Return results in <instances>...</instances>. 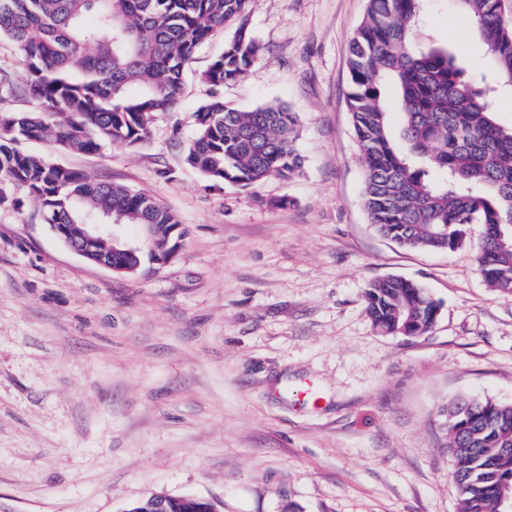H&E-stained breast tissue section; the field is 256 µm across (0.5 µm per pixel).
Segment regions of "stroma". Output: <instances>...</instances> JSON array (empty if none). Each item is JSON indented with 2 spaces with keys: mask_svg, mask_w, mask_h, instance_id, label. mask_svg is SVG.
I'll use <instances>...</instances> for the list:
<instances>
[{
  "mask_svg": "<svg viewBox=\"0 0 512 512\" xmlns=\"http://www.w3.org/2000/svg\"><path fill=\"white\" fill-rule=\"evenodd\" d=\"M367 0H251L264 52L239 83L187 69L178 111L147 140L94 154L27 151L150 193L179 218L178 252L121 274L71 252L19 192L0 204V512H123L154 493L216 512H459L442 413L462 398L512 404V295L488 288L468 227L454 251L407 249L362 205L348 106L350 40ZM452 0L423 30L472 73L491 58ZM298 117L300 171L242 188L189 168L183 145L212 96ZM421 284L440 305L422 336L365 312L373 280ZM312 382L320 406L299 404Z\"/></svg>",
  "mask_w": 512,
  "mask_h": 512,
  "instance_id": "stroma-1",
  "label": "stroma"
}]
</instances>
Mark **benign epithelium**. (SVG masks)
I'll list each match as a JSON object with an SVG mask.
<instances>
[{"instance_id": "benign-epithelium-1", "label": "benign epithelium", "mask_w": 512, "mask_h": 512, "mask_svg": "<svg viewBox=\"0 0 512 512\" xmlns=\"http://www.w3.org/2000/svg\"><path fill=\"white\" fill-rule=\"evenodd\" d=\"M49 228L68 249L90 263L116 273H135L141 266V248L122 242L110 224H85L77 239L68 235L64 224H51ZM150 250L152 262L164 265L175 256L178 247L166 238L156 240ZM173 500L169 495L154 494L132 504L129 512H172Z\"/></svg>"}]
</instances>
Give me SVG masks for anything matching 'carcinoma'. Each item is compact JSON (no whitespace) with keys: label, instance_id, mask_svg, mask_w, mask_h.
I'll return each instance as SVG.
<instances>
[{"label":"carcinoma","instance_id":"obj_1","mask_svg":"<svg viewBox=\"0 0 512 512\" xmlns=\"http://www.w3.org/2000/svg\"><path fill=\"white\" fill-rule=\"evenodd\" d=\"M427 0H368L352 44L349 107L365 168L364 209L378 232L427 251L466 243V224L484 226L475 262L486 285L512 294V125L490 105L512 89V26L500 0H455L474 18L491 55V77L467 74L454 53L416 34ZM249 0H0V41L16 48L24 87L0 71V101L20 93L36 111L0 110V204L9 186L32 198L48 224H85L94 213L136 226L180 225L143 191L93 179L44 160L21 144L54 139L93 153L107 143L137 147L158 113L175 112L185 72L213 31L238 22L201 79L242 81L263 46L246 29ZM399 94V125L385 91ZM185 164L215 184L288 180L301 167L299 124L283 104L239 111L215 96L194 113ZM372 324L387 336H422L439 305L399 277L365 292ZM451 477L460 512H503L512 488V405L490 399L446 409Z\"/></svg>","mask_w":512,"mask_h":512}]
</instances>
